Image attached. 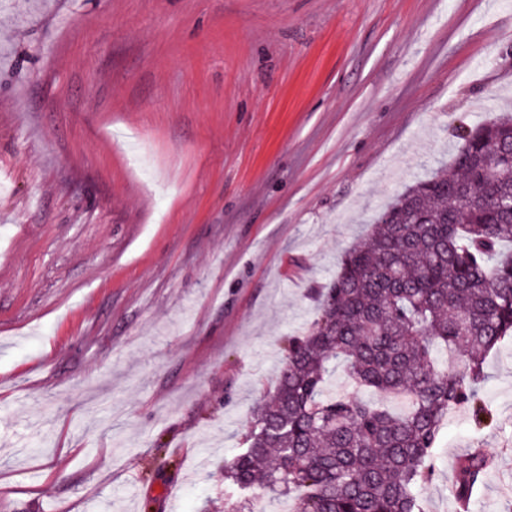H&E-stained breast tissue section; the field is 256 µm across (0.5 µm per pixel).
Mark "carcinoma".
Listing matches in <instances>:
<instances>
[{
	"label": "carcinoma",
	"mask_w": 512,
	"mask_h": 512,
	"mask_svg": "<svg viewBox=\"0 0 512 512\" xmlns=\"http://www.w3.org/2000/svg\"><path fill=\"white\" fill-rule=\"evenodd\" d=\"M448 167L410 186L346 251L319 314L288 337L273 389L242 446L224 460L227 512H271L243 497L258 486L293 512H420L436 475L448 413L482 424L487 356L512 335V115L466 129ZM452 358L439 364L438 350ZM342 365L373 399L327 394ZM491 463L456 459L465 504Z\"/></svg>",
	"instance_id": "cac0c4a2"
}]
</instances>
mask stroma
Instances as JSON below:
<instances>
[{
	"label": "stroma",
	"instance_id": "35a3bbf8",
	"mask_svg": "<svg viewBox=\"0 0 512 512\" xmlns=\"http://www.w3.org/2000/svg\"><path fill=\"white\" fill-rule=\"evenodd\" d=\"M512 111V0H0V512H224V459L338 258ZM449 413L422 512H512ZM491 463L480 448H469L456 459L452 492L456 502L466 504L473 489L489 474Z\"/></svg>",
	"mask_w": 512,
	"mask_h": 512
}]
</instances>
